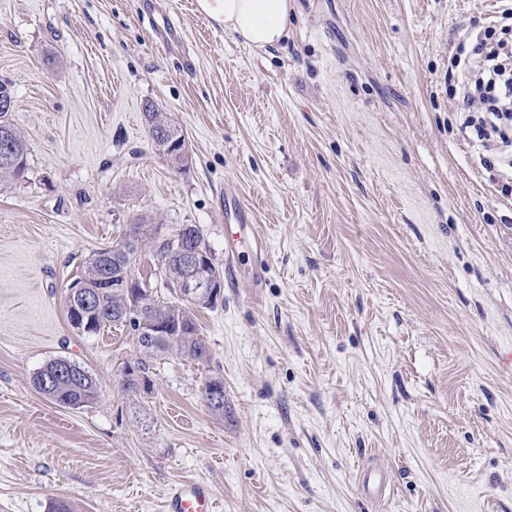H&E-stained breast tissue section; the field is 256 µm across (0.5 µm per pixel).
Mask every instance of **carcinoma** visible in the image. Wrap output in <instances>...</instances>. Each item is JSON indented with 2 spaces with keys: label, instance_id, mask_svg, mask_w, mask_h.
<instances>
[{
  "label": "carcinoma",
  "instance_id": "obj_1",
  "mask_svg": "<svg viewBox=\"0 0 512 512\" xmlns=\"http://www.w3.org/2000/svg\"><path fill=\"white\" fill-rule=\"evenodd\" d=\"M10 128L14 135V143L18 151V160L14 164L0 163V180H18L24 177L27 170L28 145L21 132L15 127L11 113L0 111V127ZM186 235L197 240L200 249L209 253L198 228L192 224H184L182 228L169 239L163 240L156 249V257L167 273V286L173 293L178 288L184 276V269L179 263L173 248L179 236ZM112 253V249H101L89 260L84 274L76 278L70 285L73 292L65 297V308L69 322L77 320L71 305H81L80 296H91L94 307L86 313L83 323L89 324L87 333L96 334L110 326L119 325L121 317L127 312L138 309L149 317L160 319L172 325L175 333L163 338L145 341L139 336H133L138 350L150 358L182 355L192 359H201L206 354V346L199 338L196 324L195 309L180 302H162L154 297L153 292L145 290V286L136 284L130 288H105L103 278L105 273L112 275L122 272L112 260H99L102 254ZM98 386L95 376L79 363H73V368L55 375L54 385L49 390L41 391L50 401L69 408L76 402L87 405L96 399Z\"/></svg>",
  "mask_w": 512,
  "mask_h": 512
}]
</instances>
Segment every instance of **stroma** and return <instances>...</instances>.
Instances as JSON below:
<instances>
[{"label":"stroma","mask_w":512,"mask_h":512,"mask_svg":"<svg viewBox=\"0 0 512 512\" xmlns=\"http://www.w3.org/2000/svg\"><path fill=\"white\" fill-rule=\"evenodd\" d=\"M166 3L191 71L155 45L152 0H0L29 144L0 183V512H164L182 481L218 512H512V195L448 81L502 0H294L267 49ZM149 100L186 169L155 150ZM228 185L261 264L199 310L205 357L126 392L128 329L74 330L67 287L144 218L157 240L196 225L224 267ZM57 357L94 374L93 403L36 391Z\"/></svg>","instance_id":"stroma-1"}]
</instances>
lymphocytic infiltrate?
I'll return each instance as SVG.
<instances>
[{"label": "lymphocytic infiltrate", "instance_id": "lymphocytic-infiltrate-1", "mask_svg": "<svg viewBox=\"0 0 512 512\" xmlns=\"http://www.w3.org/2000/svg\"><path fill=\"white\" fill-rule=\"evenodd\" d=\"M457 49L466 53L467 63L453 75V108L463 127L477 131L480 165L512 170V50L490 34L469 30Z\"/></svg>", "mask_w": 512, "mask_h": 512}]
</instances>
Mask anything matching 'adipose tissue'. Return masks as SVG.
<instances>
[{"instance_id": "adipose-tissue-1", "label": "adipose tissue", "mask_w": 512, "mask_h": 512, "mask_svg": "<svg viewBox=\"0 0 512 512\" xmlns=\"http://www.w3.org/2000/svg\"><path fill=\"white\" fill-rule=\"evenodd\" d=\"M224 14V28L245 44L277 46L288 35L292 0H216Z\"/></svg>"}]
</instances>
